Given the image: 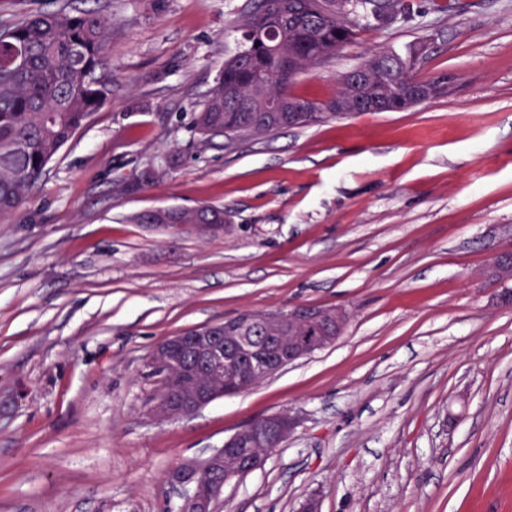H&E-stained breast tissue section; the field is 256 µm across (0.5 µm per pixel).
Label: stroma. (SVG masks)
Segmentation results:
<instances>
[{
    "label": "stroma",
    "instance_id": "stroma-1",
    "mask_svg": "<svg viewBox=\"0 0 512 512\" xmlns=\"http://www.w3.org/2000/svg\"><path fill=\"white\" fill-rule=\"evenodd\" d=\"M298 77L323 101L376 49L421 39L455 91L261 139L193 121L248 0H99L112 102L0 223V512H178L168 476L280 413L292 435L217 512H512V0H414ZM223 207L221 236L131 215ZM338 305L333 347L165 422L153 349L251 309Z\"/></svg>",
    "mask_w": 512,
    "mask_h": 512
}]
</instances>
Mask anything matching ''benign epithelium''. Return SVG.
Listing matches in <instances>:
<instances>
[{"label": "benign epithelium", "mask_w": 512, "mask_h": 512, "mask_svg": "<svg viewBox=\"0 0 512 512\" xmlns=\"http://www.w3.org/2000/svg\"><path fill=\"white\" fill-rule=\"evenodd\" d=\"M177 208L162 212L158 228L209 234L211 224H172ZM347 322L340 306L294 305L272 313H241L222 324L188 328L154 348L149 363L164 369L166 387L183 393L179 404L165 396L153 401L150 412L159 420L188 416L222 396L247 390L254 379H269L287 366L336 343ZM295 420L274 414L253 421L224 441V447L204 459L178 465L171 485L184 490L182 503L193 512H215L224 485L261 466L266 456L288 438ZM249 434L259 451L243 453L237 444Z\"/></svg>", "instance_id": "benign-epithelium-1"}]
</instances>
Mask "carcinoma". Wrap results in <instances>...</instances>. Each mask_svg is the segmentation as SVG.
<instances>
[{
  "label": "carcinoma",
  "mask_w": 512,
  "mask_h": 512,
  "mask_svg": "<svg viewBox=\"0 0 512 512\" xmlns=\"http://www.w3.org/2000/svg\"><path fill=\"white\" fill-rule=\"evenodd\" d=\"M413 13L412 0H253L238 21L239 49L224 61L196 130L205 142L263 137L347 117L341 104L351 98H375L400 112L447 95V74L418 76L427 60L423 43L404 55L372 52L325 101L293 92L298 75L330 64L361 29ZM110 34V20L94 8L41 12L0 32V220L31 198L47 164L111 100ZM204 212L224 223V208L209 204L182 208L175 223L197 224Z\"/></svg>",
  "instance_id": "carcinoma-1"
}]
</instances>
